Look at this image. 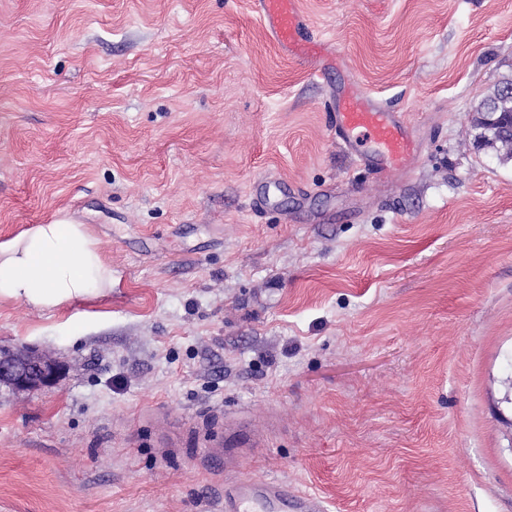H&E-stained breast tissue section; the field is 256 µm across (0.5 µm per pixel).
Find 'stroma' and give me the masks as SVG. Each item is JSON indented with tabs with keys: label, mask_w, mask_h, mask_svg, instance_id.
<instances>
[{
	"label": "stroma",
	"mask_w": 512,
	"mask_h": 512,
	"mask_svg": "<svg viewBox=\"0 0 512 512\" xmlns=\"http://www.w3.org/2000/svg\"><path fill=\"white\" fill-rule=\"evenodd\" d=\"M300 5L317 74L256 0H0V239L75 215L115 272L91 321L0 303L64 367L0 388V512H219L221 411L275 422L243 476L330 512H512V161L473 123L512 0ZM352 84L410 168L338 145ZM283 182L276 178L264 177L254 183L253 201L257 207L274 206Z\"/></svg>",
	"instance_id": "1"
}]
</instances>
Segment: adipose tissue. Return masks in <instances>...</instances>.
Returning <instances> with one entry per match:
<instances>
[{
  "mask_svg": "<svg viewBox=\"0 0 512 512\" xmlns=\"http://www.w3.org/2000/svg\"><path fill=\"white\" fill-rule=\"evenodd\" d=\"M113 283L98 239L77 220L57 218L0 240V302L49 312L98 302Z\"/></svg>",
  "mask_w": 512,
  "mask_h": 512,
  "instance_id": "adipose-tissue-1",
  "label": "adipose tissue"
}]
</instances>
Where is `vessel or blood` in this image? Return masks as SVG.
Masks as SVG:
<instances>
[{
    "instance_id": "1",
    "label": "vessel or blood",
    "mask_w": 512,
    "mask_h": 512,
    "mask_svg": "<svg viewBox=\"0 0 512 512\" xmlns=\"http://www.w3.org/2000/svg\"><path fill=\"white\" fill-rule=\"evenodd\" d=\"M260 17L270 37L292 54L312 61L326 55L311 35L310 24L298 0H258ZM335 126L337 137L352 143L354 136L374 144V151L359 156L364 165L384 172L408 167L413 144L396 112L380 104L358 86H351L336 98ZM253 201L257 207L275 205L281 191L279 179L264 177L254 184ZM223 430L214 438L215 447L229 446L242 450L263 447L265 429L252 426L238 415L222 417ZM224 512H328L320 497L296 490L287 480H256L228 475L224 478Z\"/></svg>"
}]
</instances>
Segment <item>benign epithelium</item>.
<instances>
[{
	"instance_id": "benign-epithelium-1",
	"label": "benign epithelium",
	"mask_w": 512,
	"mask_h": 512,
	"mask_svg": "<svg viewBox=\"0 0 512 512\" xmlns=\"http://www.w3.org/2000/svg\"><path fill=\"white\" fill-rule=\"evenodd\" d=\"M481 122L493 139L512 146V113L502 111L499 101L487 103ZM59 362L46 353L19 349L0 351V384L15 392H30L55 386L60 378Z\"/></svg>"
}]
</instances>
